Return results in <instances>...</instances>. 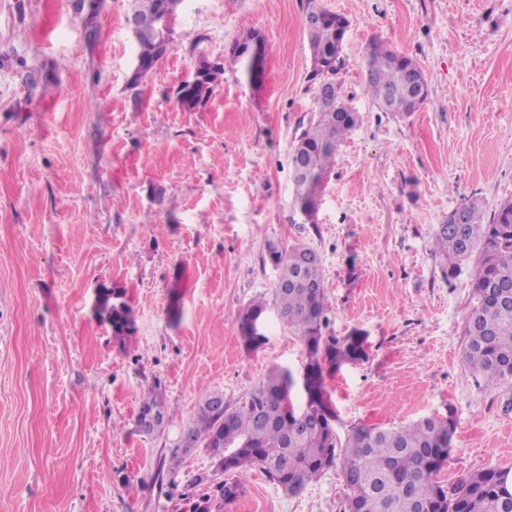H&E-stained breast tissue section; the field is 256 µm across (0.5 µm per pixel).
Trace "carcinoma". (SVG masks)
I'll list each match as a JSON object with an SVG mask.
<instances>
[{
  "instance_id": "carcinoma-1",
  "label": "carcinoma",
  "mask_w": 512,
  "mask_h": 512,
  "mask_svg": "<svg viewBox=\"0 0 512 512\" xmlns=\"http://www.w3.org/2000/svg\"><path fill=\"white\" fill-rule=\"evenodd\" d=\"M133 15L147 19L161 13L174 18L182 0H134ZM305 15L322 24L308 34L312 67L322 72L327 88L336 84L344 65L342 42L347 19L306 0ZM138 54L147 68L165 55L173 41L159 32L144 33ZM424 71L412 58L382 44L369 48L365 87L387 112L409 115L413 75ZM224 76V64L201 60L193 80L179 90V102L197 106ZM337 111L319 108L317 118L301 133L292 153L294 203L314 210L325 175L338 145L354 129L358 116L341 101ZM433 245L448 260L446 277L453 279L463 261L474 260V308L463 327V358L477 382L496 386L512 381V199L498 204L485 217L483 203L468 199L452 210L433 232ZM267 258L279 271L272 306L280 321L297 333L304 349L307 392L303 407L295 408V379L290 371L273 369L260 385L232 407L218 391H204L196 415L185 430L180 450L199 447L219 461L220 472L232 478L212 485L213 497L197 512H211L233 502L242 492V477L255 467L279 487L296 495L324 471L337 467L343 482L340 512H512V471L488 468L445 485L438 480L448 463L456 430L453 414L427 416L391 428L356 425L345 439L336 433V413L326 377L345 364L366 359V338L358 331L325 336V288L319 254L303 245L284 247L270 242ZM267 302L257 301L237 316L243 343L256 348L263 336L250 334V325L264 317ZM97 317L110 325L122 342L134 331L131 308L118 288L101 290ZM168 407L156 382L145 392L137 426L151 435L163 430Z\"/></svg>"
}]
</instances>
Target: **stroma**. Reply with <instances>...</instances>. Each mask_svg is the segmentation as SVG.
Here are the masks:
<instances>
[{
    "label": "stroma",
    "mask_w": 512,
    "mask_h": 512,
    "mask_svg": "<svg viewBox=\"0 0 512 512\" xmlns=\"http://www.w3.org/2000/svg\"><path fill=\"white\" fill-rule=\"evenodd\" d=\"M322 3L349 21L336 81L358 123L308 219L291 165L317 111L305 0H183L138 80L132 0H0V512H191L215 462H169L202 392L233 406L269 369L303 370L275 310L258 349L238 333L272 296L270 241L317 251L327 333L368 338L367 361L327 381L339 437L450 411L441 480L512 470V382L478 384L462 356L474 264L447 280L432 245L462 200L512 198V0ZM249 29L268 46L258 84L228 64ZM374 40L423 69L419 111L368 96ZM203 59L224 78L188 111L177 91ZM105 285L133 311L122 343L92 309ZM156 382L172 416L148 436ZM341 488L336 468L297 495L254 469L223 512H338ZM169 417L161 385L156 382L147 389L142 398L137 426L143 433L151 435L161 432Z\"/></svg>",
    "instance_id": "1"
}]
</instances>
